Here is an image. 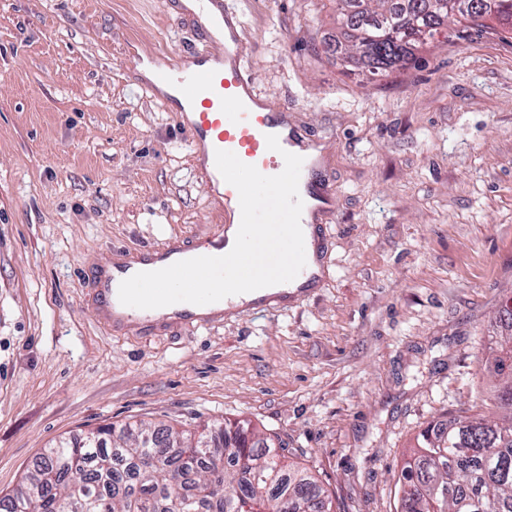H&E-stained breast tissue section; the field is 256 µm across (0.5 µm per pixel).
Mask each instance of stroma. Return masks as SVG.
Returning <instances> with one entry per match:
<instances>
[{"label": "stroma", "mask_w": 512, "mask_h": 512, "mask_svg": "<svg viewBox=\"0 0 512 512\" xmlns=\"http://www.w3.org/2000/svg\"><path fill=\"white\" fill-rule=\"evenodd\" d=\"M228 3L258 90L325 145L326 273L276 311L121 330L91 268L221 221L138 60L176 65L207 29L167 0H0V492L63 438L245 418L336 512H396L418 434L494 407L478 391L512 295V30L447 23L369 78L331 0Z\"/></svg>", "instance_id": "stroma-1"}]
</instances>
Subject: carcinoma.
<instances>
[{"label":"carcinoma","mask_w":512,"mask_h":512,"mask_svg":"<svg viewBox=\"0 0 512 512\" xmlns=\"http://www.w3.org/2000/svg\"><path fill=\"white\" fill-rule=\"evenodd\" d=\"M372 75L406 67L452 18L512 26V0H335ZM498 411L458 415L420 433L400 470V512H512V335L486 363ZM334 512L311 471L246 420L200 434L129 423L45 450L0 512Z\"/></svg>","instance_id":"carcinoma-1"}]
</instances>
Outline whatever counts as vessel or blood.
Returning a JSON list of instances; mask_svg holds the SVG:
<instances>
[{
    "label": "vessel or blood",
    "instance_id": "1",
    "mask_svg": "<svg viewBox=\"0 0 512 512\" xmlns=\"http://www.w3.org/2000/svg\"><path fill=\"white\" fill-rule=\"evenodd\" d=\"M195 2L223 28V37H210L203 52H185L186 67L158 69L155 79L146 83L144 90L158 98L163 106L176 108L179 112L193 155L205 172L212 198L225 203L224 222L195 245L184 246L172 239L99 265L94 273L98 312L116 328L154 322L205 326L207 319L199 314L196 305L177 303L171 305L169 313L160 316L152 309L121 304L118 289L124 279L142 271L162 269L198 256L227 253L228 230L233 225L239 195L219 173L216 151L233 152L242 162L272 176L284 168L282 149L296 146L304 150L315 143L308 131L293 123L288 107L272 109L264 104L244 64L243 30L238 11L224 0ZM270 134L277 136L280 151L268 149L266 137ZM319 166L318 158L305 157L300 175L309 197L316 202L311 211L315 217L331 205L333 197V189L328 183L312 181Z\"/></svg>",
    "mask_w": 512,
    "mask_h": 512
}]
</instances>
